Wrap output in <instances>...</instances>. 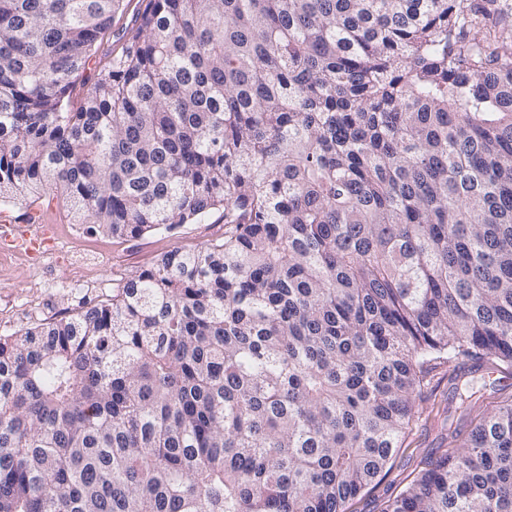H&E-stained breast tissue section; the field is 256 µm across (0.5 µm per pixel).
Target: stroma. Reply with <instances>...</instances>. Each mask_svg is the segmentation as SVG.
I'll list each match as a JSON object with an SVG mask.
<instances>
[{"mask_svg":"<svg viewBox=\"0 0 512 512\" xmlns=\"http://www.w3.org/2000/svg\"><path fill=\"white\" fill-rule=\"evenodd\" d=\"M46 248L51 264L38 273L27 256L0 251V334L73 311L85 301L109 298L128 277L148 268L162 252L194 248L222 237L224 217L216 212L202 224H180L169 231L135 238H112L53 217ZM441 364L416 395L413 417L386 475L345 505V512H381L385 502L405 489L436 458L460 445L473 425L512 399V375L479 370L485 387L461 412L449 377Z\"/></svg>","mask_w":512,"mask_h":512,"instance_id":"obj_1","label":"stroma"}]
</instances>
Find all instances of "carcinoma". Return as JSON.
Masks as SVG:
<instances>
[{
  "instance_id": "obj_1",
  "label": "carcinoma",
  "mask_w": 512,
  "mask_h": 512,
  "mask_svg": "<svg viewBox=\"0 0 512 512\" xmlns=\"http://www.w3.org/2000/svg\"><path fill=\"white\" fill-rule=\"evenodd\" d=\"M127 8L0 0V206L224 236L0 335V512H344L512 372V0ZM384 512H512V401ZM453 368L454 364H441L433 369L430 381L415 397L413 417L386 475L349 500L345 512H381L385 502L405 489L432 461L460 445L480 418L512 398V375L492 374L483 368L472 375L479 381L485 378L486 386L472 398L470 410L461 412L459 396L449 381Z\"/></svg>"
}]
</instances>
